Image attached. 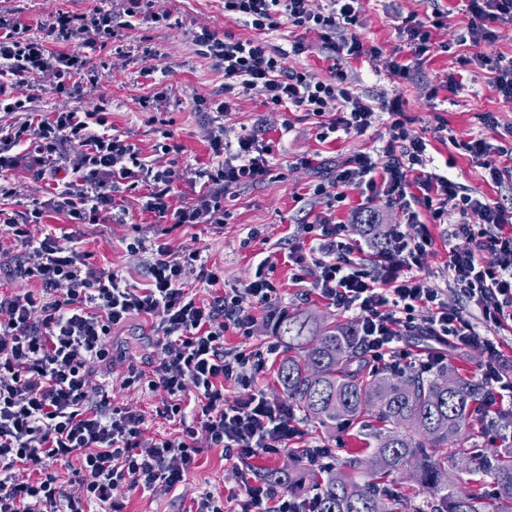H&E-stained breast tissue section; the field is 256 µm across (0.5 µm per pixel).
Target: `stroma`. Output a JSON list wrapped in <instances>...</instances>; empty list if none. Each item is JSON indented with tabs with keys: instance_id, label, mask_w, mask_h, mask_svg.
Masks as SVG:
<instances>
[{
	"instance_id": "1",
	"label": "stroma",
	"mask_w": 512,
	"mask_h": 512,
	"mask_svg": "<svg viewBox=\"0 0 512 512\" xmlns=\"http://www.w3.org/2000/svg\"><path fill=\"white\" fill-rule=\"evenodd\" d=\"M97 0H5L8 8L17 11L23 23L31 26L34 35H41L40 25L56 10L82 12L95 7ZM451 14L445 28L434 31L436 49L423 63L416 66L413 75L400 79L390 74V58H405L407 48L397 32L401 18L431 12V0H363L364 27L361 39L365 45L382 48L377 58L346 60L345 69L352 77L351 86L356 94L373 105L401 97L406 116L412 128L429 142V171L447 174L456 182L482 192L487 198L500 202L512 212V101L499 93L491 73L478 63L461 66V57H472V47L461 45L465 33V0H443ZM170 24L165 28L139 26L127 33L125 45L131 53L127 65L115 64L111 48H103L96 60L103 74L100 92L112 98V126L122 134L138 140L143 151H150L154 142V127L148 115L142 112L140 101L149 96L153 88L141 77L140 59L144 50L157 54L160 67L167 69V81L172 87L170 101L160 114L167 122L177 142L184 147L181 164L201 165L208 160L204 140L203 119L193 108L197 95L212 97L224 86V73L211 60L199 57L192 43V34L206 27L217 33L232 32L238 37L251 36L252 31L243 23L225 17L224 0H166ZM303 37L309 51L297 59V66L307 68L318 78L329 75L330 61L320 38L313 33L299 35L297 30L280 26L271 39L274 44L287 46L289 40ZM458 78L456 88H449V78ZM495 113L498 129L481 125L478 113ZM448 122V139L435 138L433 129L437 118ZM291 130H283L275 113L269 112L260 94L240 97L231 112L224 116L229 129L241 131L255 124H263L264 138L273 149V179L263 184L238 190L227 203L230 212L223 226L199 224L188 226H161L151 214L141 212L138 201L125 197L122 203L132 215L128 224H66L64 218L50 214L48 221L56 227L68 228L80 239L84 251L91 253L93 262L104 267L123 270L133 284L142 281V264L129 256L126 239L141 236L152 239L164 233L173 248L193 245L203 248L209 263L223 268L224 285L241 288L246 284L253 268L254 257L264 252L272 255L276 266L272 275L279 298L273 308L255 312L256 322L252 335L227 334L224 345L228 351L261 349L264 364L258 374L259 382L274 398H281L277 382V367L285 349L274 336L272 324L284 312L303 311L325 322H347L350 314L337 310L316 295L309 284L296 282L284 257L288 244L297 241L300 224L315 220L326 209L325 198H315L310 190L333 162L372 147L387 128V114H379L373 126L361 136H341L332 142L319 141L318 130L312 119L303 113L292 115ZM482 138L494 147L505 148L504 156L496 157L500 168L509 172L502 184L487 182L480 165L464 156L457 145ZM311 155L315 165L297 167L296 161ZM122 362H115L109 393L115 404H130L146 415L148 435L176 432L175 424L156 416L155 409L162 404L161 394L144 393L120 388ZM303 436L285 453L250 460L252 470L268 473L294 468L303 448L324 445L331 448L329 465H338L353 449L363 447L359 427L330 428L311 421H301ZM235 485V474L225 462L219 448L202 449L198 466L177 491L152 497L130 494L127 512H190L194 500L202 493L212 491L227 494Z\"/></svg>"
}]
</instances>
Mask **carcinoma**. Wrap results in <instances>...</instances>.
<instances>
[{"mask_svg": "<svg viewBox=\"0 0 512 512\" xmlns=\"http://www.w3.org/2000/svg\"><path fill=\"white\" fill-rule=\"evenodd\" d=\"M274 333L288 355L278 368L283 394L305 418L325 425L370 424L374 446L356 448L342 467L311 474L275 472L288 490H306L318 512H512V448L448 449L469 433L484 401V386L454 368L422 374L411 368L371 370L354 324L325 323L307 313H285ZM489 479L496 497L461 485L448 469ZM411 473L425 499L412 506L389 488L393 474Z\"/></svg>", "mask_w": 512, "mask_h": 512, "instance_id": "carcinoma-1", "label": "carcinoma"}]
</instances>
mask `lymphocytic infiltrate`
Here are the masks:
<instances>
[{
  "mask_svg": "<svg viewBox=\"0 0 512 512\" xmlns=\"http://www.w3.org/2000/svg\"><path fill=\"white\" fill-rule=\"evenodd\" d=\"M85 12L53 13L43 38L31 36L15 10L0 8V199L19 195L15 170L52 189L5 219L19 257L0 263V276L28 281V288L0 292V512H124L123 492L168 493L197 465L199 443L220 448L241 465L259 455L290 448L302 431L294 409L259 386L260 350L229 352L228 332L251 335L256 308L275 304L270 257L261 258L244 287L225 288L224 272L207 264L200 248L179 250L164 242L130 239V255L147 254L143 282L131 284L121 271L90 263L70 234L47 224L46 212L70 224H125L129 212L117 193H137L144 212L172 224H220L227 195L271 179L272 149L263 126L234 135L224 124L233 99L261 93L270 111L303 112L313 118L320 141L337 133L364 135L377 108L354 94L342 62L376 57L364 47L362 0H224L225 14L253 30L250 38L203 28L193 35L199 56L224 70L222 98L204 114L209 161L177 167L183 151L170 131L152 154L129 136L112 131V100L99 95L91 108H60L48 115L34 109L33 87L46 80L58 94L97 86L93 61L108 42L124 57L125 31L142 21L165 24L170 15L159 0H109ZM467 33L473 45L494 43L512 28V0H467ZM446 13L433 7L427 19L406 17L398 33L409 61H390L393 76L409 77L413 62L433 50L432 32ZM316 33L331 61L328 78L287 65L307 52L303 39L289 47L269 36L280 20ZM391 121L382 146L355 153L329 168L313 188L326 196L327 210L300 231L308 247L289 246L288 263L300 282L349 313L372 367L411 366L431 373L443 366L447 347L482 356L479 376L484 406L512 412V356L496 333L512 322V219L503 205L483 194L424 171V137L408 128L400 100L383 102ZM194 185L189 202L174 205L178 182ZM358 191L361 211L383 197L403 214L374 263L358 258L335 218L348 191ZM459 220L449 224V211ZM479 223H470V215ZM467 247L448 251V289L460 299L449 304L445 290L423 271L433 251L434 224ZM213 288L210 301L197 299L189 278ZM151 322L150 335L113 345L112 332L132 318ZM125 362L121 384L163 396L159 416L178 420V434L146 437L144 412L112 404L101 368ZM234 382L239 394L224 385ZM71 466L61 482L54 463ZM238 489L228 497L203 493L193 512H312L309 499L249 471L238 472Z\"/></svg>",
  "mask_w": 512,
  "mask_h": 512,
  "instance_id": "1",
  "label": "lymphocytic infiltrate"
}]
</instances>
